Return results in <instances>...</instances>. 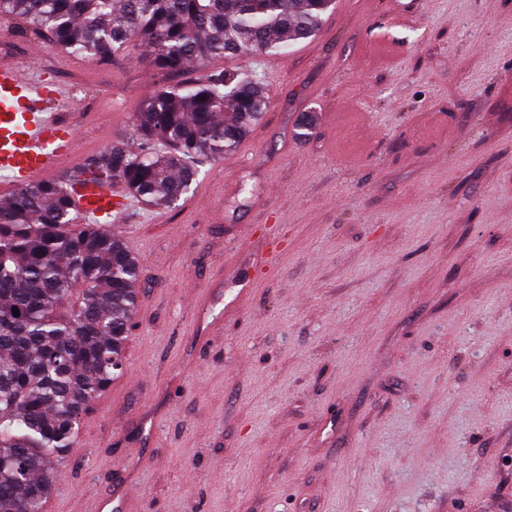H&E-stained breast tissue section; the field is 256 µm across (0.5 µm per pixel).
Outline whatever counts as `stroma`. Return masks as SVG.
<instances>
[{"label":"stroma","instance_id":"stroma-1","mask_svg":"<svg viewBox=\"0 0 512 512\" xmlns=\"http://www.w3.org/2000/svg\"><path fill=\"white\" fill-rule=\"evenodd\" d=\"M416 2L336 0L240 59L263 119L175 207L113 218L139 303L54 512L122 480L126 512H512V0ZM2 46L71 88L87 155L167 82Z\"/></svg>","mask_w":512,"mask_h":512}]
</instances>
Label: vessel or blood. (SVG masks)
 Returning a JSON list of instances; mask_svg holds the SVG:
<instances>
[{
  "instance_id": "vessel-or-blood-1",
  "label": "vessel or blood",
  "mask_w": 512,
  "mask_h": 512,
  "mask_svg": "<svg viewBox=\"0 0 512 512\" xmlns=\"http://www.w3.org/2000/svg\"><path fill=\"white\" fill-rule=\"evenodd\" d=\"M66 95L62 85L44 75L0 62V199L19 186L34 183L61 168L77 153L76 129L81 112H62L57 104ZM128 202L118 192L84 181L75 192V210L103 227L126 212Z\"/></svg>"
}]
</instances>
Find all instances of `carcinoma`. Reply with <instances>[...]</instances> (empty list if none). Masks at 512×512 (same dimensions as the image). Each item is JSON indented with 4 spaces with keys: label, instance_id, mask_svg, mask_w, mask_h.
<instances>
[{
    "label": "carcinoma",
    "instance_id": "cac0c4a2",
    "mask_svg": "<svg viewBox=\"0 0 512 512\" xmlns=\"http://www.w3.org/2000/svg\"><path fill=\"white\" fill-rule=\"evenodd\" d=\"M332 5L0 0V20L49 34L61 53L103 61L136 50L158 71L177 74L312 37ZM268 106L262 83L233 68L162 85L134 112L139 143H114L0 203V512H44L54 463L74 447L81 412L124 368L137 309L138 259L108 232L71 226V184L89 175L169 208L196 180L198 163L234 151Z\"/></svg>",
    "mask_w": 512,
    "mask_h": 512
}]
</instances>
